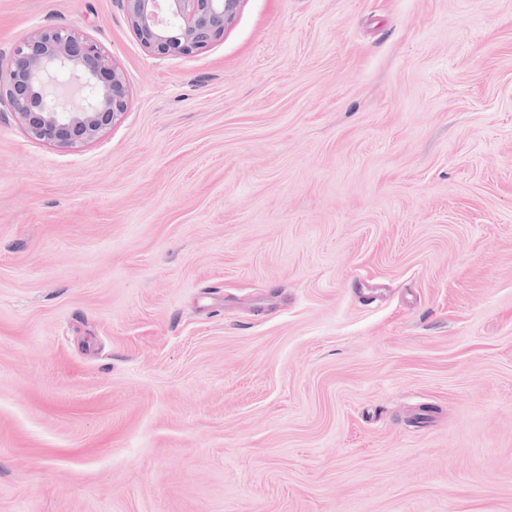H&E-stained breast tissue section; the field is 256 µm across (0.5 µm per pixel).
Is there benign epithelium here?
Here are the masks:
<instances>
[{
    "mask_svg": "<svg viewBox=\"0 0 512 512\" xmlns=\"http://www.w3.org/2000/svg\"><path fill=\"white\" fill-rule=\"evenodd\" d=\"M135 33L159 57L189 55L224 35L241 0H121ZM0 102L35 141L74 148L126 111L124 76L92 38L46 27L0 63Z\"/></svg>",
    "mask_w": 512,
    "mask_h": 512,
    "instance_id": "obj_1",
    "label": "benign epithelium"
}]
</instances>
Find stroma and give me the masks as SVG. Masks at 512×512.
Masks as SVG:
<instances>
[{
    "label": "stroma",
    "mask_w": 512,
    "mask_h": 512,
    "mask_svg": "<svg viewBox=\"0 0 512 512\" xmlns=\"http://www.w3.org/2000/svg\"><path fill=\"white\" fill-rule=\"evenodd\" d=\"M128 108L0 104V512H512V0H241Z\"/></svg>",
    "instance_id": "stroma-1"
}]
</instances>
